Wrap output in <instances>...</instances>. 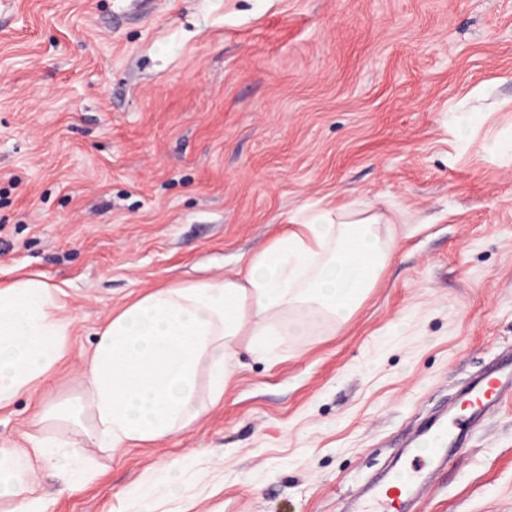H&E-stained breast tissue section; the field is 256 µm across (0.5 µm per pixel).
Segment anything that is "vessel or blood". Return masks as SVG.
Returning <instances> with one entry per match:
<instances>
[{"label":"vessel or blood","mask_w":512,"mask_h":512,"mask_svg":"<svg viewBox=\"0 0 512 512\" xmlns=\"http://www.w3.org/2000/svg\"><path fill=\"white\" fill-rule=\"evenodd\" d=\"M468 413L450 412L423 427L415 441L420 450L412 469L394 475L365 501L366 512H405L406 502L419 495L429 465L437 459L463 454L470 428L480 422L504 397H512V369L506 364L487 370L466 390Z\"/></svg>","instance_id":"1"}]
</instances>
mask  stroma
I'll return each instance as SVG.
<instances>
[{
    "label": "stroma",
    "instance_id": "stroma-1",
    "mask_svg": "<svg viewBox=\"0 0 512 512\" xmlns=\"http://www.w3.org/2000/svg\"><path fill=\"white\" fill-rule=\"evenodd\" d=\"M0 0V285L63 288L74 322L50 403L98 331L153 288L223 276L307 205L402 211L393 259L345 321L240 354L184 433L115 453L52 512H357L412 462L400 437L512 357V0ZM476 120L458 136L453 107ZM35 403L0 410L25 445ZM416 512H512V399Z\"/></svg>",
    "mask_w": 512,
    "mask_h": 512
}]
</instances>
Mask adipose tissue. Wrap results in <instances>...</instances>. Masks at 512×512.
<instances>
[{
  "label": "adipose tissue",
  "mask_w": 512,
  "mask_h": 512,
  "mask_svg": "<svg viewBox=\"0 0 512 512\" xmlns=\"http://www.w3.org/2000/svg\"><path fill=\"white\" fill-rule=\"evenodd\" d=\"M393 218L365 203L303 210L223 277L155 288L99 331L76 402L38 409V434L0 448L10 512H50L33 486L48 469L92 481L84 440L119 451L183 433L224 398L239 349L274 358L275 339L354 312L389 266ZM64 292L35 277L0 287V409L33 395L66 357Z\"/></svg>",
  "instance_id": "obj_1"
}]
</instances>
